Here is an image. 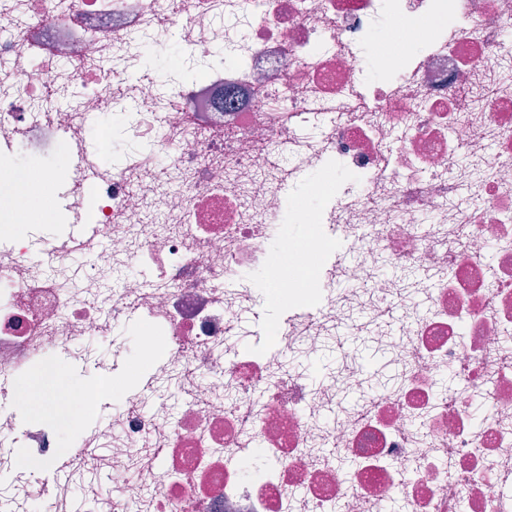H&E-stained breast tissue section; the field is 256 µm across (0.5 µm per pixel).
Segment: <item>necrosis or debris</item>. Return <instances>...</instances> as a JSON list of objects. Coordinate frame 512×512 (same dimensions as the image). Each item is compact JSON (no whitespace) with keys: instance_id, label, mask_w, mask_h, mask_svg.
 <instances>
[{"instance_id":"necrosis-or-debris-1","label":"necrosis or debris","mask_w":512,"mask_h":512,"mask_svg":"<svg viewBox=\"0 0 512 512\" xmlns=\"http://www.w3.org/2000/svg\"><path fill=\"white\" fill-rule=\"evenodd\" d=\"M510 32L512 0H0V444L20 437L44 463L27 497L66 491L59 423H17L22 379L135 316L140 361L187 396L173 417L130 394L79 430V447L112 451L119 494L100 512H383L397 495L407 512L457 497L512 512ZM146 37L181 42L187 69L136 73ZM116 124L145 164L57 166ZM26 161L93 224L89 266L62 230L19 222ZM300 172L316 176L301 207L282 194ZM306 250L314 288L279 262ZM267 286L284 311L272 343L231 347ZM349 325L398 378L329 422L365 381L358 357L341 347L317 384L286 355ZM478 401L496 413L477 429ZM134 448L150 451L147 500L127 479Z\"/></svg>"}]
</instances>
